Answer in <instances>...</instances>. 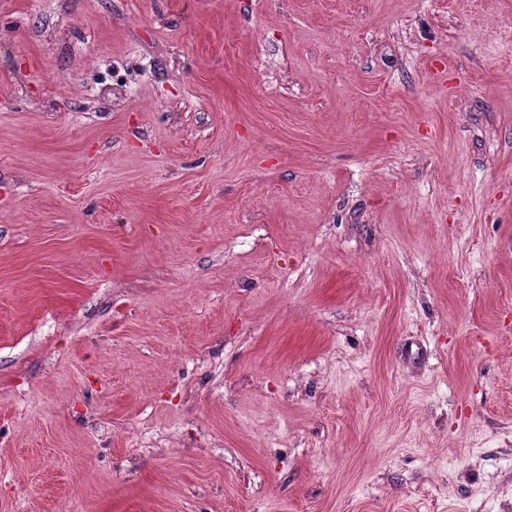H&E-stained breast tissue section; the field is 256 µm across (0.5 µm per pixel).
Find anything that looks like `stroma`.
Instances as JSON below:
<instances>
[{
  "mask_svg": "<svg viewBox=\"0 0 512 512\" xmlns=\"http://www.w3.org/2000/svg\"><path fill=\"white\" fill-rule=\"evenodd\" d=\"M0 512H512V0H0Z\"/></svg>",
  "mask_w": 512,
  "mask_h": 512,
  "instance_id": "35a3bbf8",
  "label": "stroma"
}]
</instances>
